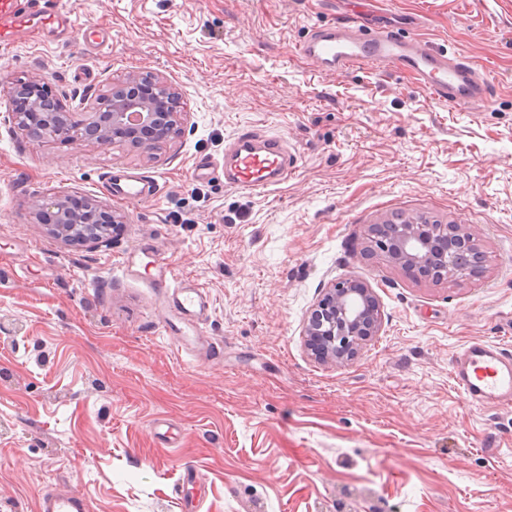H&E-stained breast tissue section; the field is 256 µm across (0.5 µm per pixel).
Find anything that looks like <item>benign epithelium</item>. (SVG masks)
I'll list each match as a JSON object with an SVG mask.
<instances>
[{"instance_id":"obj_1","label":"benign epithelium","mask_w":512,"mask_h":512,"mask_svg":"<svg viewBox=\"0 0 512 512\" xmlns=\"http://www.w3.org/2000/svg\"><path fill=\"white\" fill-rule=\"evenodd\" d=\"M28 98L23 107L8 114L18 129L30 120H39L46 138H61L107 145L126 142L144 151L158 148L154 135L165 137L181 125L183 113L177 111L178 92L161 78L148 83L136 73L112 84L106 96L73 112L64 103L52 100L48 85L38 76L26 81ZM51 213L49 234L67 244L101 245L108 240L112 225L124 215L99 204L86 203L75 211L64 195H55L34 206L36 223H43L44 211ZM400 226L398 236L379 243L374 253L397 267L431 277L440 272L460 281L471 275L478 257L464 254L476 244L477 235L462 224L421 223L420 218L400 214L389 220ZM382 322L381 311L372 288L356 278L331 283L308 317L304 336L306 346L319 361L340 366L354 359Z\"/></svg>"}]
</instances>
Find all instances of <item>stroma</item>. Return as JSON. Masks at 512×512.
I'll use <instances>...</instances> for the list:
<instances>
[{
    "mask_svg": "<svg viewBox=\"0 0 512 512\" xmlns=\"http://www.w3.org/2000/svg\"><path fill=\"white\" fill-rule=\"evenodd\" d=\"M63 5L107 44L0 46V81L39 76L76 111L126 74L159 76L184 123L151 152L36 142L0 94V512H38L47 490L90 512H179L188 467L199 512H512V408L472 405L449 377L469 342L512 347V0L362 5L367 25L487 67L497 92L472 111L395 69L325 77L299 57L353 0ZM244 131L280 137L295 174L254 192L190 178ZM111 172L160 192L118 200ZM66 193L126 221L105 245L64 244L32 210ZM396 213L476 231L482 274L435 283L365 257L368 226ZM156 247L212 301L181 346L162 328ZM350 276L381 329L353 361L318 363L305 321ZM158 418L181 428L176 447Z\"/></svg>",
    "mask_w": 512,
    "mask_h": 512,
    "instance_id": "35a3bbf8",
    "label": "stroma"
}]
</instances>
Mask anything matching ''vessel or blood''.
Instances as JSON below:
<instances>
[{"mask_svg":"<svg viewBox=\"0 0 512 512\" xmlns=\"http://www.w3.org/2000/svg\"><path fill=\"white\" fill-rule=\"evenodd\" d=\"M75 37L92 43L98 32L76 24L59 0H0V44L21 37L42 38L44 33ZM298 55L321 71L385 70L391 67L414 75L419 84L449 107L470 110L486 102L494 83L488 72L478 71L469 59L435 49L419 39L400 36L383 27L367 30L360 15L343 24L315 28L297 49ZM234 166L226 171L228 183L240 190H263L285 181L296 165L280 141L256 140L239 134L231 145ZM113 196L125 202L155 198L156 184L146 177L116 174L108 178ZM155 280L164 291V330L172 336H191L211 308L206 292L194 280L179 275L163 252L155 254ZM451 378L454 387L472 404L512 407V350L502 344L477 340L457 356ZM39 512H86L83 496L47 492L39 498Z\"/></svg>","mask_w":512,"mask_h":512,"instance_id":"b4317fda","label":"vessel or blood"}]
</instances>
